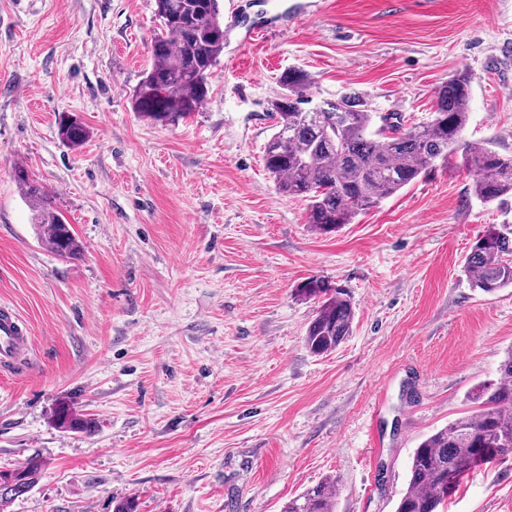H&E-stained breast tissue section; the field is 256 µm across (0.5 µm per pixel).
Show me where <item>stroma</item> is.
Masks as SVG:
<instances>
[{"instance_id": "obj_1", "label": "stroma", "mask_w": 512, "mask_h": 512, "mask_svg": "<svg viewBox=\"0 0 512 512\" xmlns=\"http://www.w3.org/2000/svg\"><path fill=\"white\" fill-rule=\"evenodd\" d=\"M221 0L239 24L198 111L151 124L154 0H0V302L27 320L33 365L0 372V469L43 473L0 512H281L331 477L336 512H395L413 450L469 411L512 349V288H472L465 259L512 199L485 204L450 160L338 232L278 193L268 105L299 69L314 100L431 118L474 76L463 140L512 155V0ZM260 36H253V29ZM89 131L72 147L58 117ZM24 167L72 225L66 259L38 236ZM343 288L334 351L305 346L296 288ZM68 403L94 422L53 421ZM446 512H512V458L471 473ZM54 421L57 426L76 432H91L93 421L85 416L73 413L66 405H62L54 414Z\"/></svg>"}]
</instances>
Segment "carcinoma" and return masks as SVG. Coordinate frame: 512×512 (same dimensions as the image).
Listing matches in <instances>:
<instances>
[{
  "label": "carcinoma",
  "mask_w": 512,
  "mask_h": 512,
  "mask_svg": "<svg viewBox=\"0 0 512 512\" xmlns=\"http://www.w3.org/2000/svg\"><path fill=\"white\" fill-rule=\"evenodd\" d=\"M158 32L151 42L152 65L132 103L143 119L174 126L197 110L210 89L211 70L224 53L220 0H155ZM473 76L460 71L437 92L432 119L407 124L399 112L369 111L354 93L313 102L307 74L282 75L284 92L271 101L274 132L264 147V164L280 193L308 201V224L331 233L362 212L415 182L436 162L456 155L473 172V195L483 203L512 197V156L486 142H461L470 114ZM60 138L77 146L88 136L84 124L64 116ZM14 177L36 208L40 238L57 255L76 259L82 245L72 225L50 206L47 193L28 172ZM466 268L473 287L485 293L512 287V229L491 225L471 246ZM318 300L305 344L323 355L350 335L355 312L340 289L320 279L297 288ZM467 401L475 411L460 416L415 448L407 488L395 512H439L470 473L512 454V350L495 380L474 387ZM57 426L90 432L93 421L62 405ZM44 466L30 456L21 466L0 470V506L27 494ZM337 482L325 479L288 500L283 512H335Z\"/></svg>",
  "instance_id": "cac0c4a2"
}]
</instances>
